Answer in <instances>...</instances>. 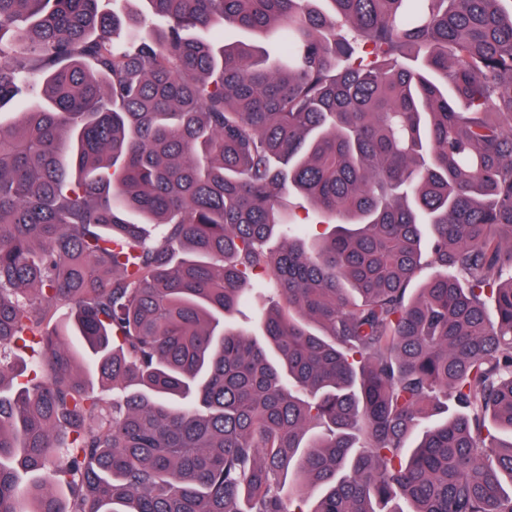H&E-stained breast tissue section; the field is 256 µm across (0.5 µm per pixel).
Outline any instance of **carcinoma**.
<instances>
[{"label":"carcinoma","mask_w":512,"mask_h":512,"mask_svg":"<svg viewBox=\"0 0 512 512\" xmlns=\"http://www.w3.org/2000/svg\"><path fill=\"white\" fill-rule=\"evenodd\" d=\"M99 2L0 0V512H512V7Z\"/></svg>","instance_id":"carcinoma-1"}]
</instances>
